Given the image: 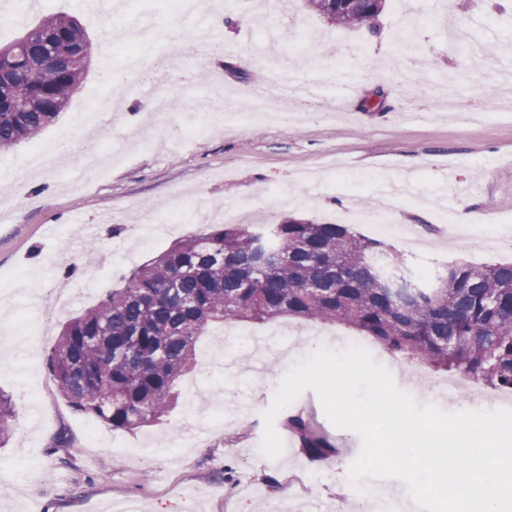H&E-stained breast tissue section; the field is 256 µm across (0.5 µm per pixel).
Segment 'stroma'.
Returning <instances> with one entry per match:
<instances>
[{
    "label": "stroma",
    "instance_id": "35a3bbf8",
    "mask_svg": "<svg viewBox=\"0 0 512 512\" xmlns=\"http://www.w3.org/2000/svg\"><path fill=\"white\" fill-rule=\"evenodd\" d=\"M214 15L230 14L223 47L207 61L195 51L200 27L165 0H138L116 11H90L82 0H43L24 23L0 34L5 44L44 16L75 17L98 51L62 117L34 139L0 154V389L12 394L14 433L0 447V512H111L114 503L141 504V512H267L274 502H293L306 512L308 501L332 502L346 496L339 485L358 457L362 440L335 426L317 392L292 402L306 410L323 434L341 447L339 455L310 463L302 449L275 458L259 454L263 413L292 365L311 346L339 350L350 329L298 321L299 335H287L288 319L247 325L246 335L229 339L210 333L197 347L196 363L178 386L176 409L158 424L115 430L76 411L58 390L48 357L64 322L95 305L115 276L200 230L192 197L209 208L242 206L245 223L255 227L284 218L341 224L351 210L378 200L381 182H410L415 202L391 215L410 227L411 238L383 237L404 255L413 271L433 270L453 260L476 264L512 261V248L496 245L480 254L461 251V229L482 235L512 234V112L496 103L512 99V0H425L413 22L402 18V0H388L381 33L329 28L308 13L301 0H205ZM289 15L293 24L282 23ZM466 24L478 18L476 54L449 52L445 17ZM146 22L156 34L151 56L166 59L165 32L181 28L182 62L166 67L171 87H189L201 107L189 106L160 122L159 106L129 99L124 116L106 136L88 129L76 142L78 163L95 158L85 173L88 185L71 187L49 171L18 177L28 152L61 135L74 114L108 91L105 72L124 69L128 26ZM414 39L421 54L402 47ZM496 46L498 71L486 62ZM428 85L405 86L402 72L424 69ZM287 65L299 85L321 103L320 114L241 128L224 120L223 101L210 97L215 76L228 91L245 93L267 82L277 101L271 70ZM425 70V69H424ZM452 76L460 99L484 107L482 126L469 127L438 111L430 85ZM358 87L356 99L343 101L342 77ZM413 112H432L430 124L410 120ZM129 144L123 163L113 164L112 137ZM99 225V250L109 264L81 263L72 227ZM78 266L66 285L71 304L46 312L45 291L57 287L65 267ZM67 445H60V438ZM233 480H225V466Z\"/></svg>",
    "mask_w": 512,
    "mask_h": 512
}]
</instances>
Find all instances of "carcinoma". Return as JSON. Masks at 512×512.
<instances>
[{"instance_id": "cac0c4a2", "label": "carcinoma", "mask_w": 512, "mask_h": 512, "mask_svg": "<svg viewBox=\"0 0 512 512\" xmlns=\"http://www.w3.org/2000/svg\"><path fill=\"white\" fill-rule=\"evenodd\" d=\"M304 2L327 26L376 34L387 0ZM40 38L52 41L53 55L34 51ZM9 48L0 88L13 109L0 111V151L60 118L95 52L65 14ZM283 316L342 324L436 371L512 391V262H453L419 283L382 241L345 224L293 218L256 228L210 224L132 269L121 287L62 325L48 366L73 408L114 430H135L174 408L209 326ZM13 415L12 395L0 391V444ZM284 426L311 459L339 452L301 414Z\"/></svg>"}]
</instances>
